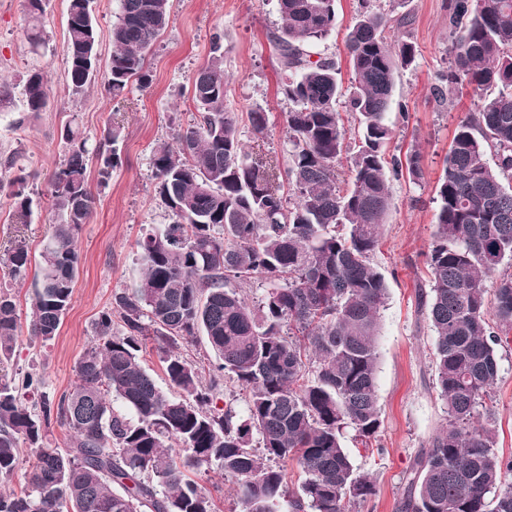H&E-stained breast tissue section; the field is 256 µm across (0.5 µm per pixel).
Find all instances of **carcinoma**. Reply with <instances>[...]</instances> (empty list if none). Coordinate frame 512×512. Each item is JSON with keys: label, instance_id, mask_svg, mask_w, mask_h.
Returning <instances> with one entry per match:
<instances>
[{"label": "carcinoma", "instance_id": "1", "mask_svg": "<svg viewBox=\"0 0 512 512\" xmlns=\"http://www.w3.org/2000/svg\"><path fill=\"white\" fill-rule=\"evenodd\" d=\"M35 25L29 40L45 43L36 25L43 0H27ZM377 0H358L345 46L353 78L339 79L336 59L315 47L336 28V0H277L281 26L269 34L287 72L282 94L287 166L245 152L224 103V44L190 84L197 117L174 142L152 149L156 194L172 223L137 242L144 273L103 311L97 336L77 365V382L39 406L21 401L42 379L0 374V482L10 481L21 443L37 450L27 489L0 493V512H216L189 470L236 481L242 512H354L376 482L354 465L344 435L368 446L381 420L377 397L379 310L385 277L372 263L393 199L389 176L422 178L421 154L386 157L393 138L388 112L398 73L413 65L415 45L388 41L393 24ZM91 0H67V81L80 96L95 79L97 31ZM456 34L434 95L451 99L469 86L479 103L456 127L435 189L436 240L429 253L431 288L421 293L435 333V377L448 427L417 458L400 512H512V456L494 451L490 397L498 377L497 349L512 332V0H446ZM170 21V0H121L112 25L108 87L117 97L152 75L146 52ZM23 113L44 111V73L22 80ZM345 107L357 123L346 138ZM66 152L50 179L48 205L57 216L41 252L30 335H57L79 269L78 233L96 210L87 180L93 157L99 181L118 164L123 127L111 125L89 144L73 124L61 134ZM493 159H488V156ZM346 160L349 178L339 177ZM15 157L0 158V189L12 188L14 219L30 223L33 199L22 176L9 178ZM29 248L17 238L0 254L10 278L23 280ZM495 282L489 298L485 281ZM265 292L252 309L242 288ZM117 314L122 328L113 329ZM14 297L0 291V366L18 330ZM203 336L219 360L203 383L178 344ZM153 341L167 389L144 364ZM229 380L246 391V416L232 406L207 409ZM72 433L64 448L43 446L51 419ZM259 436L252 444V436ZM184 455L172 451L171 442ZM298 469L293 485L289 466ZM119 486L121 491L114 490Z\"/></svg>", "mask_w": 512, "mask_h": 512}]
</instances>
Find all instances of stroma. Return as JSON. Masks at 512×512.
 <instances>
[{
    "label": "stroma",
    "instance_id": "obj_1",
    "mask_svg": "<svg viewBox=\"0 0 512 512\" xmlns=\"http://www.w3.org/2000/svg\"><path fill=\"white\" fill-rule=\"evenodd\" d=\"M93 9L98 71L91 88L77 98L66 81V0H45L41 25L49 42L37 54L26 38L25 0H0V82L19 87L22 76L37 67L44 72L49 90L45 111L23 127L15 125L17 111L0 112V155H16L36 203L31 223L18 224L11 197L0 192V253L20 236L28 243L31 259L28 277L21 283L0 269V288L13 295L19 314L11 358L0 368L11 375L40 374L45 391L54 397L75 383L77 364L94 342L101 311L111 307L115 293L136 286L141 274L137 241L172 221L156 195L152 148L156 142L172 140L179 128L193 122L197 110L190 78L209 59L213 34L224 35L225 103L249 152L281 154L290 109L281 93L285 75L268 40L269 32L281 25L276 0H171L169 25L146 56L151 86H130L117 99L108 92L106 77L112 54L110 32L120 0H93ZM401 11L411 23L391 29L389 36L413 42L416 61L397 77L395 97L406 104L408 114L390 113L395 137L388 151L402 156L410 146H418L423 177L417 183L403 177L392 180L393 206L373 258L388 286L377 339L382 424L376 444L383 452L371 456L355 442L345 443L354 463L371 473L377 486L376 495L358 512H398L415 456L448 422L435 385L434 331L418 296L430 287L427 255L435 240L433 196L443 175V159L458 123L477 101L468 87L459 88L450 106L439 105L432 95L435 75L451 42L444 0H405ZM256 109L269 115V132L263 138L253 135L247 120L248 112ZM74 120L91 142H98L104 128L116 122L124 126L125 140L121 162L108 185L99 184L96 170L88 172L96 210L78 235L80 264L71 306L58 334L44 343L30 336L28 313L40 277V251L56 222L46 205L49 180L64 157L61 132ZM498 358L491 427L497 453L508 457L512 455V344L500 348Z\"/></svg>",
    "mask_w": 512,
    "mask_h": 512
}]
</instances>
